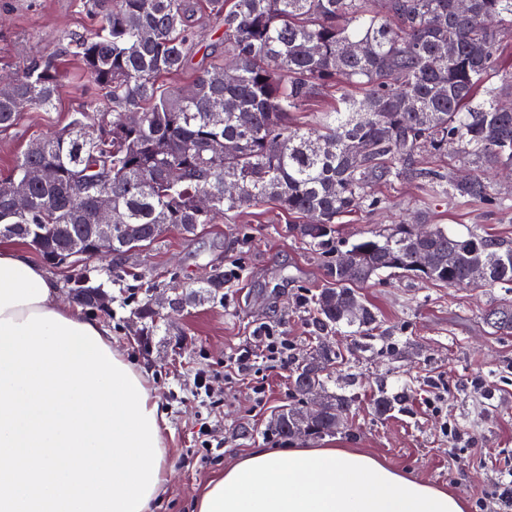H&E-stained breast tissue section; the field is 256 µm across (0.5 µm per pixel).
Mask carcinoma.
Segmentation results:
<instances>
[{
	"label": "carcinoma",
	"instance_id": "1",
	"mask_svg": "<svg viewBox=\"0 0 512 512\" xmlns=\"http://www.w3.org/2000/svg\"><path fill=\"white\" fill-rule=\"evenodd\" d=\"M99 27L74 34L68 52L105 91L110 110L90 100L63 128L35 140L0 182V237L18 238L52 265L79 245L86 259L121 254L156 241L174 228L192 234L219 215L264 201L283 213L313 217L288 233L327 254L336 224L378 203L371 190L412 183L443 201L506 207L490 182L460 178L429 165L448 142L474 168L512 166V111L500 107L512 72L499 67L512 34V0H83ZM208 13L223 27L224 52L212 55L189 83L170 87L164 77L182 73L199 45L195 23ZM360 50L346 52L349 44ZM455 45L444 56L441 48ZM341 79L365 90L344 95L312 123L297 114ZM61 72L50 56L18 72L9 95H0V129L27 108L53 106ZM138 112L129 126L123 117ZM250 116V124L241 116ZM180 171L173 182L168 171ZM237 185L224 192L225 183ZM21 192L27 208L13 205ZM112 197V250L96 251L95 199ZM208 193V210L197 198ZM328 261L331 286L313 299L314 324L373 329L378 316L359 288L384 271H401L453 288L481 285L512 291V241L477 229L453 236L443 227L419 240L403 224L384 235L345 242ZM432 257L416 266L415 255ZM226 275L216 267L201 282L210 297L223 294ZM141 335L160 319L144 301L137 309ZM485 320L512 331V304ZM337 354L319 347L294 370L299 400L326 392L327 404L309 419L296 406L280 409L272 430L318 438L344 429L355 395L328 391Z\"/></svg>",
	"mask_w": 512,
	"mask_h": 512
}]
</instances>
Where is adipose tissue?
<instances>
[{
    "label": "adipose tissue",
    "mask_w": 512,
    "mask_h": 512,
    "mask_svg": "<svg viewBox=\"0 0 512 512\" xmlns=\"http://www.w3.org/2000/svg\"><path fill=\"white\" fill-rule=\"evenodd\" d=\"M52 312L112 333L80 307L62 303L53 278L16 246L0 244V319ZM196 512H464L454 494L346 448H256L210 482Z\"/></svg>",
    "instance_id": "1"
}]
</instances>
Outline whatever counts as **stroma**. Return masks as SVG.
<instances>
[{"instance_id":"35a3bbf8","label":"stroma","mask_w":512,"mask_h":512,"mask_svg":"<svg viewBox=\"0 0 512 512\" xmlns=\"http://www.w3.org/2000/svg\"><path fill=\"white\" fill-rule=\"evenodd\" d=\"M95 26L82 0H0V76L55 56L62 74L53 108L25 110L0 130V179L35 139L67 125L88 100L106 104L61 37ZM379 203L342 224L340 238L392 231L426 216L429 225L464 235L472 228L512 241V209L441 203L415 186L379 191ZM290 222L273 203L217 218L196 234L165 232L151 245L107 259L92 271L111 302L95 317L112 342L150 373L163 415L162 433L175 473L153 512H194V503L227 465L254 448H352L418 480L448 489L467 512L493 490L498 470L512 466V332L494 331L486 313L511 300L503 288H450L383 272L361 288L378 315L377 335L340 326L321 334L311 324V298L329 287L328 256L287 232ZM231 278L224 296H190L179 310L164 308L155 335L138 339L135 310L151 293L192 284L213 267ZM286 338L288 362L263 358L268 337ZM339 354L330 391L354 381L357 402L345 428L323 438L277 435L270 421L296 404L291 375L317 346ZM256 355L247 376L224 362L241 349ZM207 380L197 391L194 376ZM398 396L387 416L374 411L379 394ZM467 436L454 442L444 424Z\"/></svg>"}]
</instances>
